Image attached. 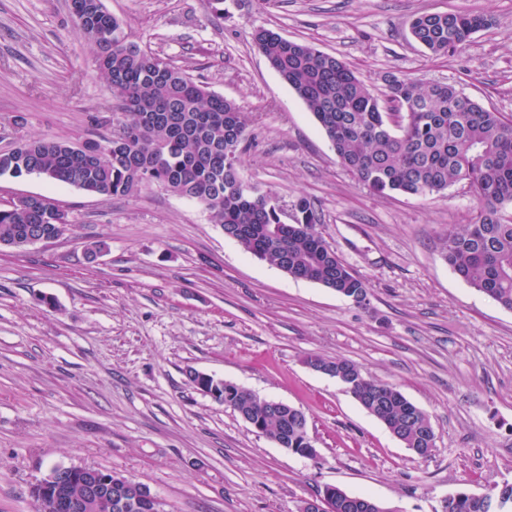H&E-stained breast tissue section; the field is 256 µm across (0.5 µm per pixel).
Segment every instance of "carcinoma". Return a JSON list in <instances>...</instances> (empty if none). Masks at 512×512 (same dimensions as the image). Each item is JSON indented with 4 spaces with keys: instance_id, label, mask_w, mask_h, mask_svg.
<instances>
[{
    "instance_id": "obj_1",
    "label": "carcinoma",
    "mask_w": 512,
    "mask_h": 512,
    "mask_svg": "<svg viewBox=\"0 0 512 512\" xmlns=\"http://www.w3.org/2000/svg\"><path fill=\"white\" fill-rule=\"evenodd\" d=\"M80 34L97 49L96 67L109 83L124 124L119 142L102 134L75 144L27 140L0 153V177L37 175L87 194L129 195L152 184L206 209L211 223L254 257L294 279L319 284L369 304V287L329 247L316 229L317 209L297 200L295 220L280 223L274 195L245 187L240 175L247 117L237 104L211 92L182 68L142 49L102 0H72ZM485 15L424 13L410 24L414 40L429 55L451 56L488 27ZM255 47L313 115L340 165L378 194L426 197L457 183L478 202L474 223L450 231L441 257L466 284L512 310V119L482 105L452 83L422 84L406 75L386 78L384 98L338 56L258 28ZM111 118L93 117L101 125ZM68 225L49 197L37 210L15 202L0 207V245L28 246V238L52 236ZM310 365L344 369L350 394L407 448H425L430 417L396 387L365 376L344 358L310 355ZM209 386L224 393V406L248 416L261 434L300 456L307 417L294 406L276 413L267 400L225 381ZM442 512H484L466 491L444 500Z\"/></svg>"
}]
</instances>
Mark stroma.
<instances>
[{
    "instance_id": "obj_1",
    "label": "stroma",
    "mask_w": 512,
    "mask_h": 512,
    "mask_svg": "<svg viewBox=\"0 0 512 512\" xmlns=\"http://www.w3.org/2000/svg\"><path fill=\"white\" fill-rule=\"evenodd\" d=\"M142 47L248 118L241 175L292 205L305 197L327 244L370 289L368 309L246 254L198 203L152 185L92 196L30 175L0 177V203L52 198L63 238L0 247V512H36L52 464L145 485L165 512H299L325 486L393 512H441L460 491L512 484V311L440 257L473 223L457 184L380 195L338 163L304 103L254 46L264 27L342 58L384 95L394 73L452 82L512 117V0H102ZM485 14L450 58L412 37L422 13ZM71 0H0V151L32 138L94 137L112 89ZM106 241L96 261L87 246ZM341 357L430 417L422 459L345 387L305 363ZM197 370L298 407L318 450L280 448L189 383Z\"/></svg>"
}]
</instances>
